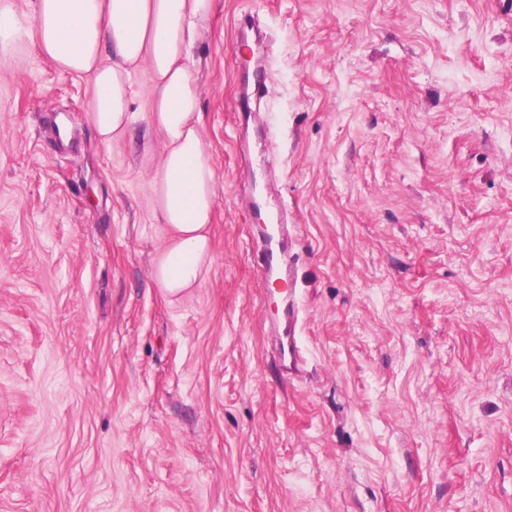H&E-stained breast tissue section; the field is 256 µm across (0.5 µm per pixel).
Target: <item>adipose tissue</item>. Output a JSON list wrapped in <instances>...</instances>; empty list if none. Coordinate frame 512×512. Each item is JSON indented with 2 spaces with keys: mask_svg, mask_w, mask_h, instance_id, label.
<instances>
[{
  "mask_svg": "<svg viewBox=\"0 0 512 512\" xmlns=\"http://www.w3.org/2000/svg\"><path fill=\"white\" fill-rule=\"evenodd\" d=\"M214 0H31L33 26L0 6V51L35 40L59 69L89 76L88 122L101 145L131 129V77L152 73L148 123L163 145L149 189L156 216L170 230L152 260L164 295L197 287L212 260L215 170L199 129V95L188 65L195 34Z\"/></svg>",
  "mask_w": 512,
  "mask_h": 512,
  "instance_id": "ef3b65f1",
  "label": "adipose tissue"
}]
</instances>
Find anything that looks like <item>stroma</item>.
I'll return each mask as SVG.
<instances>
[{"mask_svg": "<svg viewBox=\"0 0 512 512\" xmlns=\"http://www.w3.org/2000/svg\"><path fill=\"white\" fill-rule=\"evenodd\" d=\"M192 64L214 251L171 298L149 67L105 147L87 76L0 52V512H512V0H215ZM268 247L266 259L261 271V278L266 288L278 287L291 277V271L284 265L281 256L280 225L271 224L267 234Z\"/></svg>", "mask_w": 512, "mask_h": 512, "instance_id": "stroma-1", "label": "stroma"}]
</instances>
